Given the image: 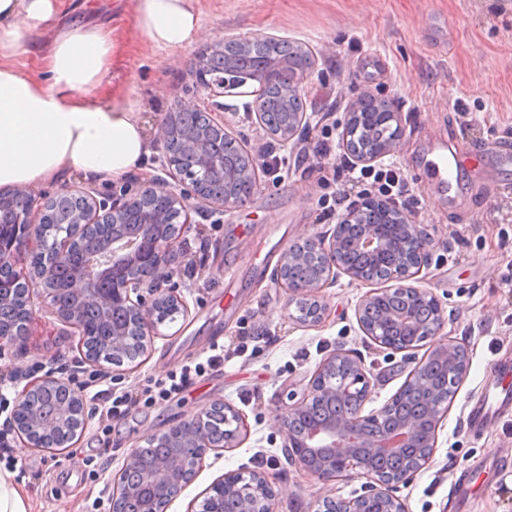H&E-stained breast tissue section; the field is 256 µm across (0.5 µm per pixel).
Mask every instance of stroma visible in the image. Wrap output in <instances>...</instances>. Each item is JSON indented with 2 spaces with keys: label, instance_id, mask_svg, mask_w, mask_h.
Returning <instances> with one entry per match:
<instances>
[{
  "label": "stroma",
  "instance_id": "1",
  "mask_svg": "<svg viewBox=\"0 0 512 512\" xmlns=\"http://www.w3.org/2000/svg\"><path fill=\"white\" fill-rule=\"evenodd\" d=\"M112 17L116 49L109 77L115 90L135 89L143 119L158 134L166 112L199 106L193 62L227 37L272 34L311 50L314 65L304 83L306 123L281 141L258 122L254 99L225 94L224 130L260 152L276 150L286 161L284 180L261 173L251 200L221 214H193L175 248L173 280L187 313L176 314L151 339L134 364L100 362L108 379L82 373L89 419L74 448L55 455L17 451L15 482L31 512H110L112 476L148 436L165 432L186 414L225 403L244 414L250 431L230 451H207L189 484L167 512H200L211 487L231 470L265 472L276 493L275 512H313L326 497L350 499L363 492L360 478L325 483L293 465L284 453L281 420L289 396L302 392L328 354L343 348L373 364L375 390L367 410L386 404L403 384L400 358L370 348L355 310L371 290L368 282L338 275L319 297L328 311L316 326L299 321L277 270L290 243L330 235L336 217L322 213L323 194L347 186L343 147L334 156L310 155L320 137L318 120L333 112L344 125L362 98L389 102L404 130L390 159L403 170L414 203L404 215L424 225L432 259L418 285L441 303L443 330L468 353L466 377L437 434L432 463L397 490L407 512H512V415L484 432L467 424L470 406L490 382L491 369L512 366V164L501 149L512 146V0H202L206 36L150 69L143 39L121 0H102ZM447 26L446 46L430 45L428 23ZM475 151L450 198L428 191L422 165L425 145ZM35 320L23 348L0 354V395L15 398L22 382L51 368L74 371L79 358L70 327L55 318L46 300L34 302ZM224 346V367L197 379L186 392L141 405L113 420L97 412L98 391H140L183 366L206 361L214 342Z\"/></svg>",
  "mask_w": 512,
  "mask_h": 512
}]
</instances>
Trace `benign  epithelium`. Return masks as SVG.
Here are the masks:
<instances>
[{"label": "benign epithelium", "instance_id": "benign-epithelium-1", "mask_svg": "<svg viewBox=\"0 0 512 512\" xmlns=\"http://www.w3.org/2000/svg\"><path fill=\"white\" fill-rule=\"evenodd\" d=\"M196 77L205 93L197 111L206 120V129L224 134V103L218 98L234 89L228 75L210 70L197 59ZM176 113L167 114L160 125L161 142L166 161H171L172 122ZM224 169L223 154L212 149L200 153L197 168L177 170V186L168 189L154 183L124 184L106 192L62 188L53 194L41 196L26 187L0 190V211L9 208L14 215L9 224L0 225V268L11 273L12 285L0 283V306L15 301L11 286L22 290L20 300L27 312L26 321L33 319L31 299L40 295L49 301L55 313L85 341L89 325L85 318L88 304L97 309L95 327L98 334L112 336V349L121 347L126 332L112 330V309L120 306L134 317L136 333L146 343L158 334L157 312L161 305H169L179 312L185 304L171 284L173 247L180 230L166 232L160 217L148 206L151 198H161L184 216V223L191 220V213L209 208L222 213L244 201L232 196L215 195L207 190L202 171ZM79 204L74 221L56 238L42 233L45 224L55 222L58 208L65 202ZM139 213V223L120 238L100 232L105 224L117 222L127 213ZM357 212L348 211L338 217V224L331 236H311L291 243L283 254V261L300 258L306 252L315 254L323 268L322 277L315 281L291 280L278 269L277 276L288 291L291 301L315 299L317 307L314 322H319L326 306L316 300L321 289L327 287L341 273L353 280L365 281L363 270L346 262L344 230L355 221ZM403 230L414 250L415 270H393L389 280L398 281L396 288L416 298H430L432 294L414 285L418 271L430 255L432 239L424 226L403 224ZM388 235L381 224H369L354 246L375 257H380L388 247ZM27 249L31 253L32 267L28 273L16 270L18 253ZM389 292L375 288L356 308L358 324L365 336L381 349L401 353L411 369L407 380L422 381L426 372L425 358L418 357L420 343L399 347L377 335L364 324L362 315L369 303L378 295ZM446 322L445 311L437 306L436 315L426 331L423 342L431 340L437 346L448 366L454 364L456 346L441 337ZM29 329L15 330L0 324V349L17 348L24 344ZM342 361L353 375V384H336L310 380L283 418L287 440L284 451L291 462L309 475L324 481H338L354 476L367 479L363 494L351 498L324 499L318 503L317 512H406L405 503L395 495L399 485L409 483L417 472L431 462L437 444V433L444 416H431L430 425L423 431L411 420L395 427L387 425L390 405L364 413L373 390L371 370L362 356L352 351H336L327 357L321 368L336 369ZM37 387H60L65 390L70 408L76 412L79 425L76 432H83L87 425L82 392L51 370L33 379L19 392L18 399L26 402L31 390ZM221 407L215 403L210 409L183 416L168 431L169 438L184 439L198 452L195 464L199 465L206 451L214 448L202 428L209 410ZM224 418L233 420L236 429L224 435V447L237 448L246 437L249 427L244 415L231 406H224ZM22 437L16 413H11L0 429V442L10 445L8 436ZM140 468V450L132 451L129 462L113 477L114 492L111 510H116L120 496H135L143 501V512H165L173 497L186 485L185 460L170 455L159 461L154 469L143 475L140 483L130 486L128 476ZM243 473L230 471L221 481L226 492L241 499L242 512H274L273 499L260 500L259 492L271 488L264 472H248L251 482L242 483Z\"/></svg>", "mask_w": 512, "mask_h": 512}]
</instances>
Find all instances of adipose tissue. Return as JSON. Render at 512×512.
Instances as JSON below:
<instances>
[{"label": "adipose tissue", "mask_w": 512, "mask_h": 512, "mask_svg": "<svg viewBox=\"0 0 512 512\" xmlns=\"http://www.w3.org/2000/svg\"><path fill=\"white\" fill-rule=\"evenodd\" d=\"M154 67L203 32L199 0H125ZM111 24L67 21L65 0H0V186L76 172L123 178L151 153L139 97L107 89Z\"/></svg>", "instance_id": "adipose-tissue-1"}]
</instances>
